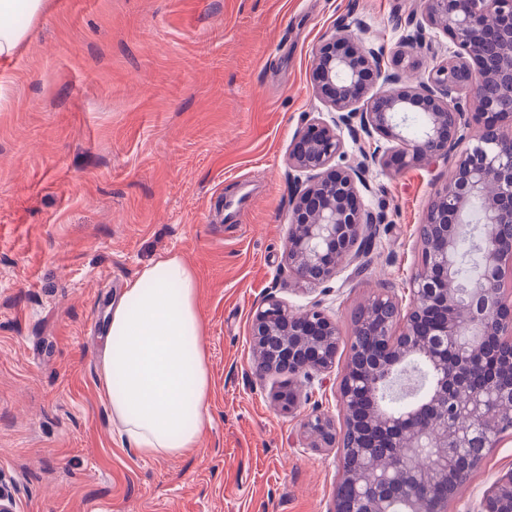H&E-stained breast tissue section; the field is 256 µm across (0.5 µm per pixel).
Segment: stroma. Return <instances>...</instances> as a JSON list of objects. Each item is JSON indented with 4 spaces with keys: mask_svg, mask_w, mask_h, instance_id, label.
<instances>
[{
    "mask_svg": "<svg viewBox=\"0 0 512 512\" xmlns=\"http://www.w3.org/2000/svg\"><path fill=\"white\" fill-rule=\"evenodd\" d=\"M422 0H48L0 62V489L14 512H328L337 452L306 448L302 420L337 414L340 371L296 414L251 372L252 316L268 293L320 303L350 336L380 282L407 296L440 162L370 175L386 214L363 269L321 285L288 271L287 157L309 113L324 38L344 27L393 54ZM250 188L238 223L224 199ZM200 283L211 423L199 447L139 456L97 385L108 299L158 256ZM512 469L493 449L448 512H477Z\"/></svg>",
    "mask_w": 512,
    "mask_h": 512,
    "instance_id": "35a3bbf8",
    "label": "stroma"
}]
</instances>
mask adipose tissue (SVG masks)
<instances>
[{
  "label": "adipose tissue",
  "instance_id": "adipose-tissue-1",
  "mask_svg": "<svg viewBox=\"0 0 512 512\" xmlns=\"http://www.w3.org/2000/svg\"><path fill=\"white\" fill-rule=\"evenodd\" d=\"M44 0H0V58L27 38L18 12L41 15ZM199 282L176 254L142 266L109 308L98 383L113 425L144 457L196 447L209 424L210 377L200 347Z\"/></svg>",
  "mask_w": 512,
  "mask_h": 512
}]
</instances>
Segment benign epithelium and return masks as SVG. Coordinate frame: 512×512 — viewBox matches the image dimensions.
Masks as SVG:
<instances>
[{
    "instance_id": "7a95c632",
    "label": "benign epithelium",
    "mask_w": 512,
    "mask_h": 512,
    "mask_svg": "<svg viewBox=\"0 0 512 512\" xmlns=\"http://www.w3.org/2000/svg\"><path fill=\"white\" fill-rule=\"evenodd\" d=\"M406 34L389 59L355 42L348 30L323 40L316 53L313 82L326 111L307 118L288 154V167L306 174L291 196L286 242L289 271L307 284L334 277L342 262H358L385 217L360 204L370 189L369 171L379 167L448 164L419 236L421 265L409 301L389 288L362 309L379 323L377 344L357 342L353 328L340 385L338 415H313L303 427L307 447L342 449V479L329 512H433L432 493L464 485L483 457L471 449L499 448L512 434L501 421L512 419V385L495 384L483 395L468 379L490 337L512 347V108L472 81L454 74L482 68L486 41L500 47V77L512 84V0H425L410 16ZM438 29L456 47L452 55L414 76L408 58L426 47L425 31ZM478 130L467 138V110ZM424 117L414 135L407 115ZM368 142L362 159L340 167L342 132ZM479 208L485 235L479 243V273L458 283L459 241L464 216ZM256 346L254 374H288L272 392L274 406L293 414L306 384L336 366L343 344L336 320L317 305L293 312L270 293L252 320ZM420 359L426 366L422 394L395 412L376 403L381 382ZM354 491L348 509L343 489ZM478 512H512V469L485 494Z\"/></svg>"
}]
</instances>
